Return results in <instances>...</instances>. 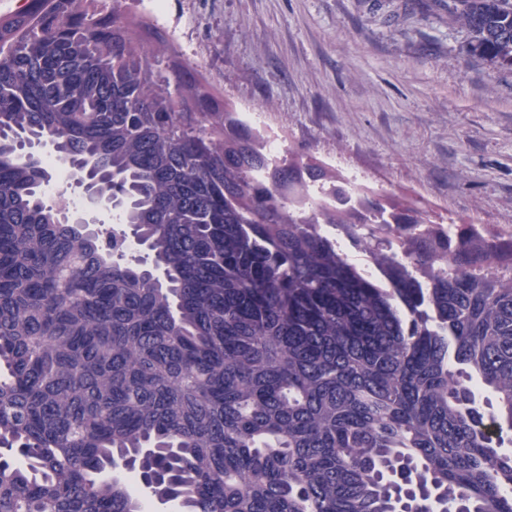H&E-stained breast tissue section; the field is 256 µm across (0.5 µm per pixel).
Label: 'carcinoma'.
I'll return each instance as SVG.
<instances>
[{"label":"carcinoma","instance_id":"obj_1","mask_svg":"<svg viewBox=\"0 0 512 512\" xmlns=\"http://www.w3.org/2000/svg\"><path fill=\"white\" fill-rule=\"evenodd\" d=\"M135 2L0 14V512H512V237L273 155ZM448 9L512 68V0ZM48 166L54 170V184L50 189L51 197L61 199L66 204L67 211L77 213L83 206L82 198L75 193L67 191V186L76 193L82 194L85 202L84 210L81 214L75 217H69L73 223L89 224L96 222L93 216L97 212L112 209V202L109 206L102 203L99 195L95 192L94 188L90 187L89 181L84 173L79 171H72L73 184L78 187L75 188L69 184V170L59 163L56 157L49 156L46 159ZM81 188V189H79ZM82 190V193H81ZM61 196V197H60Z\"/></svg>","mask_w":512,"mask_h":512}]
</instances>
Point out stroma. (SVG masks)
Returning <instances> with one entry per match:
<instances>
[{"label":"stroma","mask_w":512,"mask_h":512,"mask_svg":"<svg viewBox=\"0 0 512 512\" xmlns=\"http://www.w3.org/2000/svg\"><path fill=\"white\" fill-rule=\"evenodd\" d=\"M165 31L237 112L441 224L512 234V69L448 0H165Z\"/></svg>","instance_id":"stroma-1"}]
</instances>
